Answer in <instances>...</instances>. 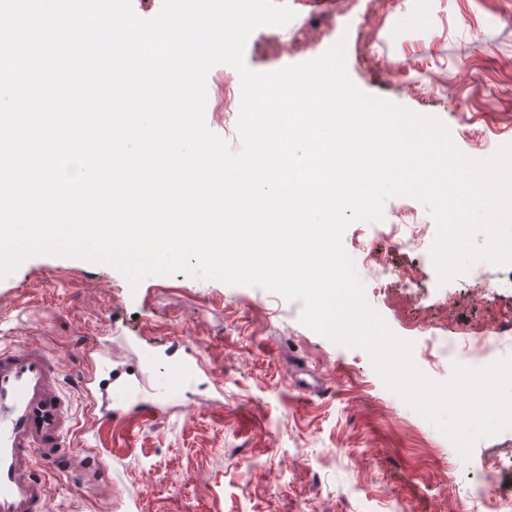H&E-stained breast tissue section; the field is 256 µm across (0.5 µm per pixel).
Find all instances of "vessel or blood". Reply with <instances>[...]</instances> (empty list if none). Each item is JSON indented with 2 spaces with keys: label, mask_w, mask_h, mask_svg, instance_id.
<instances>
[{
  "label": "vessel or blood",
  "mask_w": 512,
  "mask_h": 512,
  "mask_svg": "<svg viewBox=\"0 0 512 512\" xmlns=\"http://www.w3.org/2000/svg\"><path fill=\"white\" fill-rule=\"evenodd\" d=\"M101 356V344L92 338L77 363L82 398L94 411L93 424L102 428L132 416H161L163 400L179 395L196 373L193 360L165 362L159 400L140 402L131 380L98 373ZM59 375V355L41 342L0 345V512H48L49 475L75 470L83 488L92 489L107 467L101 454L72 447V401Z\"/></svg>",
  "instance_id": "b4317fda"
}]
</instances>
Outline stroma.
Wrapping results in <instances>:
<instances>
[{
  "mask_svg": "<svg viewBox=\"0 0 512 512\" xmlns=\"http://www.w3.org/2000/svg\"><path fill=\"white\" fill-rule=\"evenodd\" d=\"M304 37L287 51L247 41L246 65L271 72L345 44L347 72L363 92L448 128L474 159L512 144V0H334L329 11L294 5ZM208 73L205 121L239 147L238 115L224 109L225 74ZM417 247L394 250L382 234L398 209ZM436 224L417 199L386 201L378 222H357L343 245L368 304L430 379L455 362L424 352L430 335L479 348L512 315V270L488 262L439 284L430 254ZM377 247L387 262L418 271L414 288L373 291L363 262ZM497 293L481 301L483 284ZM303 304L273 291L186 273L150 275L138 286L115 268L35 255L0 279V340L43 341L60 353L61 376L77 390L76 359L98 337L113 360L192 346L197 377L158 420L113 428L99 447L108 461L95 493L78 473L49 476V512H485L478 494L493 482L512 499V428L478 439L462 455L435 425L384 385L368 353L337 344L301 322Z\"/></svg>",
  "mask_w": 512,
  "mask_h": 512,
  "instance_id": "1",
  "label": "stroma"
}]
</instances>
